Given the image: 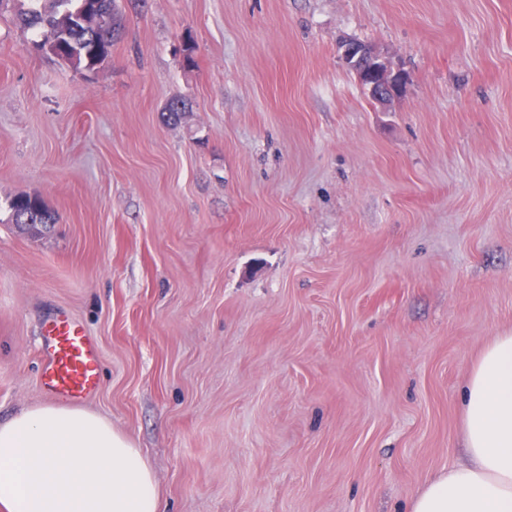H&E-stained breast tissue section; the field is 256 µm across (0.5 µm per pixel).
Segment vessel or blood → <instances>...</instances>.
Returning <instances> with one entry per match:
<instances>
[{"instance_id": "1", "label": "vessel or blood", "mask_w": 512, "mask_h": 512, "mask_svg": "<svg viewBox=\"0 0 512 512\" xmlns=\"http://www.w3.org/2000/svg\"><path fill=\"white\" fill-rule=\"evenodd\" d=\"M42 382L47 395L64 404H79L98 387L101 356L98 344L64 314L50 318L41 336Z\"/></svg>"}]
</instances>
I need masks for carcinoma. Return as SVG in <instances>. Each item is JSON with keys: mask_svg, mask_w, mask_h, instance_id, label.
<instances>
[{"mask_svg": "<svg viewBox=\"0 0 512 512\" xmlns=\"http://www.w3.org/2000/svg\"><path fill=\"white\" fill-rule=\"evenodd\" d=\"M14 17L38 40L56 46L57 53L72 58V66L94 71L112 55L123 15L117 0H29ZM15 224H54L55 213L37 197H17L10 203Z\"/></svg>", "mask_w": 512, "mask_h": 512, "instance_id": "carcinoma-1", "label": "carcinoma"}]
</instances>
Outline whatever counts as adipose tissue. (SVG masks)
<instances>
[{"label":"adipose tissue","mask_w":512,"mask_h":512,"mask_svg":"<svg viewBox=\"0 0 512 512\" xmlns=\"http://www.w3.org/2000/svg\"><path fill=\"white\" fill-rule=\"evenodd\" d=\"M466 457L410 512H512V334L493 337L461 393ZM0 512H159L151 467L106 418L39 405L0 423Z\"/></svg>","instance_id":"obj_1"}]
</instances>
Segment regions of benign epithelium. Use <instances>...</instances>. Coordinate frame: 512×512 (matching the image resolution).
Segmentation results:
<instances>
[{
    "mask_svg": "<svg viewBox=\"0 0 512 512\" xmlns=\"http://www.w3.org/2000/svg\"><path fill=\"white\" fill-rule=\"evenodd\" d=\"M342 65L352 72L369 99L385 105L401 96L406 85L405 73L393 66L385 53L356 40H345L339 46Z\"/></svg>",
    "mask_w": 512,
    "mask_h": 512,
    "instance_id": "1",
    "label": "benign epithelium"
}]
</instances>
